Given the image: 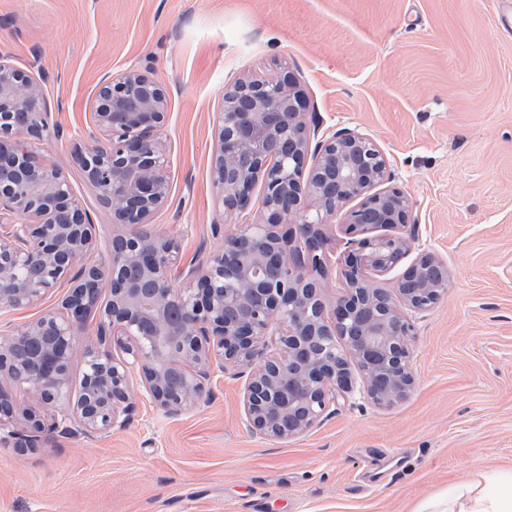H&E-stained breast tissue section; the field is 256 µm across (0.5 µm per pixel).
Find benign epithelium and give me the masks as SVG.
<instances>
[{"label": "benign epithelium", "mask_w": 512, "mask_h": 512, "mask_svg": "<svg viewBox=\"0 0 512 512\" xmlns=\"http://www.w3.org/2000/svg\"><path fill=\"white\" fill-rule=\"evenodd\" d=\"M306 108L286 76L241 79L224 93L217 195L225 210L242 211L259 185L270 220L240 225L224 247L183 270L174 240L129 230L170 198V151L160 137L166 91L138 69L107 76L93 112L103 141L76 149L114 223L127 228L113 237L105 271L80 264L94 249L93 224L73 204L66 174L29 150V140L53 127L42 89L0 58V308L35 306L72 283L62 311L0 330L1 438L24 454L47 428L86 435L125 427L134 368L142 374L140 393L168 416L199 403L215 371L247 368L248 429L284 440L310 430L353 392L351 359L361 371L359 392L373 404L411 394L416 332L403 308L425 312L445 297L448 268L422 252L393 291L370 284L368 274L392 270L411 251V201L397 188L376 190L387 180V161L371 139L347 130L310 147ZM355 199L344 224L351 248L345 294L330 310L319 281L327 269L324 228ZM15 213L29 221L10 222ZM96 307L102 347L86 351L73 401L74 330ZM14 387L66 414L47 426L35 412L18 415Z\"/></svg>", "instance_id": "benign-epithelium-1"}]
</instances>
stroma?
I'll list each match as a JSON object with an SVG mask.
<instances>
[{"instance_id": "1", "label": "stroma", "mask_w": 512, "mask_h": 512, "mask_svg": "<svg viewBox=\"0 0 512 512\" xmlns=\"http://www.w3.org/2000/svg\"><path fill=\"white\" fill-rule=\"evenodd\" d=\"M499 0H0V56L41 83L59 128L32 141L67 175L106 265L118 227L75 157L91 146L104 76L146 72L169 92L168 204L136 230L198 264L239 224L213 186L222 97L239 77L291 76L315 140L371 138L411 200L415 251L448 267L447 297L416 315L415 386L376 407L358 393L310 431L252 434L249 373H215L165 416L134 396L109 434L0 443V512H416L478 470L512 474V35ZM323 296L343 292L346 237L325 229Z\"/></svg>"}]
</instances>
